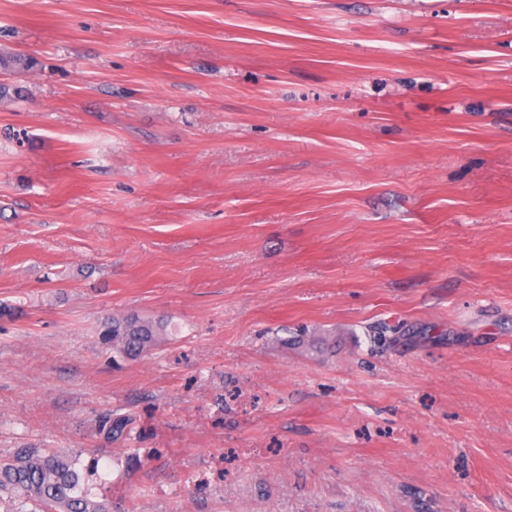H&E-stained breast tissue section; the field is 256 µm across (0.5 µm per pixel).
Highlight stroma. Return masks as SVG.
<instances>
[{
    "mask_svg": "<svg viewBox=\"0 0 512 512\" xmlns=\"http://www.w3.org/2000/svg\"><path fill=\"white\" fill-rule=\"evenodd\" d=\"M1 50L0 455L112 512H512V0H0ZM166 328L163 319L155 320L130 313L108 318L100 335L112 345L115 358L134 360L158 346L166 336ZM133 423V419L129 416H119L112 418V414L103 417L99 421L98 433L112 442V440L121 439L127 432L129 426Z\"/></svg>",
    "mask_w": 512,
    "mask_h": 512,
    "instance_id": "35a3bbf8",
    "label": "stroma"
}]
</instances>
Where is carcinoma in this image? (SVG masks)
I'll return each instance as SVG.
<instances>
[{
  "label": "carcinoma",
  "instance_id": "1",
  "mask_svg": "<svg viewBox=\"0 0 512 512\" xmlns=\"http://www.w3.org/2000/svg\"><path fill=\"white\" fill-rule=\"evenodd\" d=\"M35 61L24 54H0V69L17 75L31 71ZM162 319L135 313L112 317L104 322L101 336L112 345L114 357L134 360L158 346L166 335ZM133 419L129 416L103 417L98 433L119 440ZM79 459L49 448H19L0 458V508L3 512H110L99 487L85 482L76 469Z\"/></svg>",
  "mask_w": 512,
  "mask_h": 512
}]
</instances>
